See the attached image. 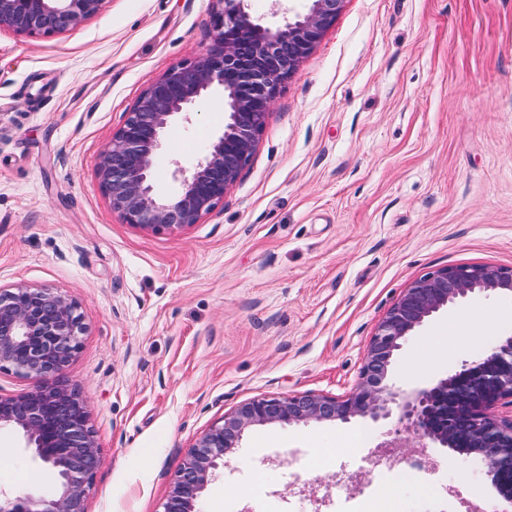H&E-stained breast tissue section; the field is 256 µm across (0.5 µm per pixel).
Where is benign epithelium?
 <instances>
[{
    "instance_id": "benign-epithelium-1",
    "label": "benign epithelium",
    "mask_w": 512,
    "mask_h": 512,
    "mask_svg": "<svg viewBox=\"0 0 512 512\" xmlns=\"http://www.w3.org/2000/svg\"><path fill=\"white\" fill-rule=\"evenodd\" d=\"M108 0H0V29L51 37L102 12ZM212 45L193 60L148 82L108 142L97 178L112 212L125 223L177 232L199 223L249 163L281 84L336 21L345 0H307V10L277 28L251 17L245 0H212ZM212 91L224 95V128L190 170L177 169L180 189L162 199L153 166L166 130ZM477 293L512 295V267L458 265L414 280L371 337L359 378L343 396L298 393L240 404L198 439L177 471L163 512H197L196 501L224 453L246 429L271 424L382 422L398 415L400 448L434 444L479 461L497 495L512 503V336L463 360L421 389H396L389 377L407 338L435 314ZM83 313L71 295L51 288L0 289V371L41 381L0 395V431L18 432L34 457L55 473L50 496L0 494V512H86L100 462L80 392L63 372L79 353Z\"/></svg>"
}]
</instances>
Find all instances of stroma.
<instances>
[{"label":"stroma","instance_id":"1","mask_svg":"<svg viewBox=\"0 0 512 512\" xmlns=\"http://www.w3.org/2000/svg\"><path fill=\"white\" fill-rule=\"evenodd\" d=\"M212 7L107 0L56 36L0 30V286L82 306L66 378L101 450L87 512H162L192 446L249 399L350 391L379 320L424 273L512 267V0H345L223 202L179 233L123 222L100 155L149 81L212 44ZM223 126L214 93L167 130L157 195ZM510 335L512 297L473 295L408 338L390 381L431 383ZM394 428H252L197 508L364 512L389 485L397 512L499 508L482 469L447 449L378 463ZM52 482L0 432V493Z\"/></svg>","mask_w":512,"mask_h":512}]
</instances>
